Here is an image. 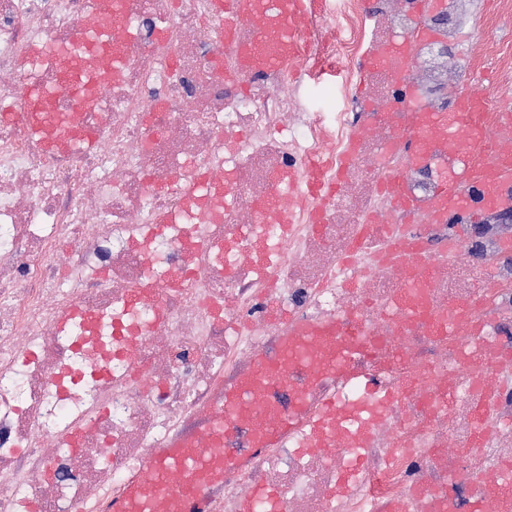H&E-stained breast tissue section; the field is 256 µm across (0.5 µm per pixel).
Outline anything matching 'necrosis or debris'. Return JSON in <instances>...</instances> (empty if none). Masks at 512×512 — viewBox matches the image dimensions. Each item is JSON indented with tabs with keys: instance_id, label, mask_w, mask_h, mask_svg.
Listing matches in <instances>:
<instances>
[{
	"instance_id": "necrosis-or-debris-1",
	"label": "necrosis or debris",
	"mask_w": 512,
	"mask_h": 512,
	"mask_svg": "<svg viewBox=\"0 0 512 512\" xmlns=\"http://www.w3.org/2000/svg\"><path fill=\"white\" fill-rule=\"evenodd\" d=\"M107 0H0V99L21 101L34 44L66 41ZM105 46L82 69L100 82L82 114L101 132L51 153L25 121L0 127V512H108L155 449L209 450L224 393L300 321L356 320L374 357H354L305 391L303 424L205 489L206 512H469L496 503L512 467V263L487 234L448 245L431 221L435 182L403 142L414 121L402 81L447 83L434 46L389 58L367 85L388 119L354 93L367 48L427 25L415 0H309L292 49L262 46L270 68L238 51L269 12L217 36L216 0H121ZM125 56L103 80L101 58ZM342 64L336 109L306 105L322 64ZM217 182L223 218L199 199ZM402 175L414 212L382 185ZM428 241V319L391 312L401 267L379 263L385 235ZM458 316L461 328L430 323ZM497 388L483 428L480 386ZM343 412L322 418L325 396ZM264 498H255L257 488Z\"/></svg>"
}]
</instances>
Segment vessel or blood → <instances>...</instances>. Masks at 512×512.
Listing matches in <instances>:
<instances>
[{
	"label": "vessel or blood",
	"instance_id": "b4317fda",
	"mask_svg": "<svg viewBox=\"0 0 512 512\" xmlns=\"http://www.w3.org/2000/svg\"><path fill=\"white\" fill-rule=\"evenodd\" d=\"M271 3L279 10L280 43L290 46L292 33L305 15V0H224L225 45L234 43L233 20L260 14ZM102 30V25L98 24L80 31L69 41L45 42L32 50V60L51 57L63 75V84L58 88L40 82L24 85L22 98L32 130L42 133L53 130L51 107L58 92H66L78 112L94 103L79 62L97 42ZM481 111L479 97L465 92L457 96L452 120L436 119L429 112L415 115V126L408 136L413 161H421L432 152L442 159L445 168L444 176L435 187L437 222L475 218L512 200V150L486 137ZM460 140L466 142V150H452V143ZM401 255L409 267V277L406 292L397 298L395 306L410 321L417 322L423 313L415 307L413 295L428 283L432 264L413 245L402 246ZM365 350L361 337L344 333L342 327L332 323L297 329L282 341L274 358L261 360L255 374L243 378L226 395L224 411L215 417L210 427L213 438L210 457L197 455L190 444L183 441L158 449L145 468L142 482L114 504L113 512H203L198 480L219 475L225 462L240 460L236 449L224 443V432L231 424L255 421L256 446L262 449L287 434L295 422L289 412L272 419H259L264 377L287 372L295 366L302 367L312 377L319 370L342 365L352 353L361 354Z\"/></svg>",
	"mask_w": 512,
	"mask_h": 512
}]
</instances>
